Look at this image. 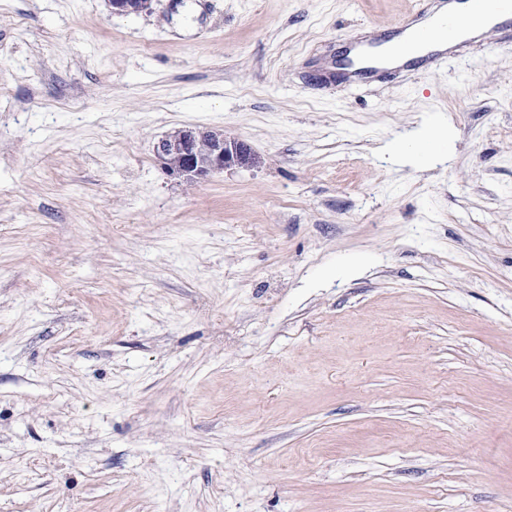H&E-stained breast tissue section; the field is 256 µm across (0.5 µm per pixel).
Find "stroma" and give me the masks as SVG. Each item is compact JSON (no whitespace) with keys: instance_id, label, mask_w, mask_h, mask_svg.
Here are the masks:
<instances>
[{"instance_id":"1","label":"stroma","mask_w":512,"mask_h":512,"mask_svg":"<svg viewBox=\"0 0 512 512\" xmlns=\"http://www.w3.org/2000/svg\"><path fill=\"white\" fill-rule=\"evenodd\" d=\"M415 6L0 0V512H512V48L336 75ZM209 134L208 130L188 128L181 131L176 138L160 140L155 146V154L163 169L185 182L197 183L224 172L226 168L252 164L254 154L250 147L242 140L224 135L213 137L209 153L205 157L199 156L196 143L207 138ZM171 154L179 157L176 166L168 162Z\"/></svg>"}]
</instances>
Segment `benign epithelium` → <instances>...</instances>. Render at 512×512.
Wrapping results in <instances>:
<instances>
[{
  "mask_svg": "<svg viewBox=\"0 0 512 512\" xmlns=\"http://www.w3.org/2000/svg\"><path fill=\"white\" fill-rule=\"evenodd\" d=\"M209 134L208 130L188 128L174 138L160 140L155 146V154L163 169L185 182L197 183L224 172L226 168L252 164L254 154L245 142L222 135L211 139L209 153L206 156H199L196 143L209 137ZM171 154L179 157V162L175 166L168 162Z\"/></svg>",
  "mask_w": 512,
  "mask_h": 512,
  "instance_id": "1",
  "label": "benign epithelium"
}]
</instances>
